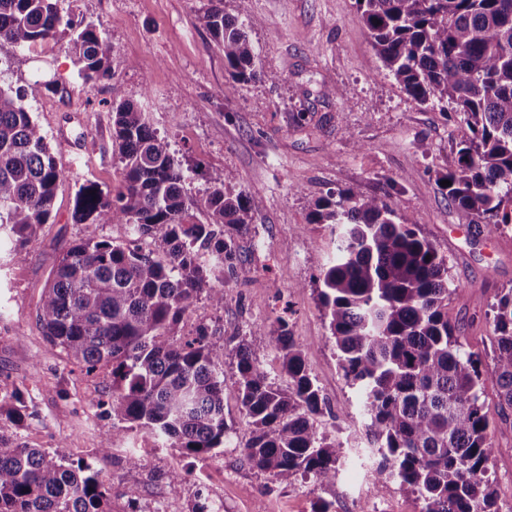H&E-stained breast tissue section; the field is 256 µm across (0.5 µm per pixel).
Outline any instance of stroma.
<instances>
[{"label":"stroma","instance_id":"1","mask_svg":"<svg viewBox=\"0 0 512 512\" xmlns=\"http://www.w3.org/2000/svg\"><path fill=\"white\" fill-rule=\"evenodd\" d=\"M206 0H70L74 23H91L116 49L109 79L85 85L66 42L18 52L0 82L23 88L64 177L52 216L25 261H14L0 239V377L21 384L29 415L0 416V441L48 450L65 446L71 459L92 463L112 485V512H195L199 497L222 512H420L398 485L377 494L375 457L359 395L344 379L315 280L336 249V236L309 221L319 197L349 190L385 193L396 214L446 259L463 288L448 315L473 349L491 329L486 315L497 292L512 288V226L473 237L469 219L439 182L454 169L463 130L439 106L422 105L384 75L355 0H250L248 34L262 78L222 95L224 53L203 26ZM346 88L348 98L334 96ZM130 100L168 138L189 167V196L203 194L207 174L224 170L229 187L251 205V224L237 234L235 271L224 275V305L198 297L179 325L184 336L207 328L223 345L224 416L230 438L222 448L189 455L128 430L109 456L95 455L110 418L89 396L108 391V371L88 376L49 343L37 309L50 270L75 242H128L124 224H77L74 198L86 181L117 190L122 164L112 147V106ZM286 314L295 340L307 344L306 365L331 408L319 430L342 443L336 477L318 482L295 474L277 478L244 455L252 425L240 411L237 346L263 352L277 384L280 361L258 327ZM485 408L501 450L489 463L500 503L512 501V416L501 418L496 387L484 381ZM140 459L131 465L130 456ZM181 474L179 492L169 478Z\"/></svg>","mask_w":512,"mask_h":512}]
</instances>
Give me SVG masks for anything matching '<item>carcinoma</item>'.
<instances>
[{
    "mask_svg": "<svg viewBox=\"0 0 512 512\" xmlns=\"http://www.w3.org/2000/svg\"><path fill=\"white\" fill-rule=\"evenodd\" d=\"M64 0H0V66L18 50L67 38L84 84L110 77L114 47L93 25L73 26ZM383 70L420 104L451 106L463 127L458 165L442 175L448 199L477 234L512 224V0H356ZM200 20L224 51L228 95L258 79L244 22L207 0ZM112 146L123 163L113 193L82 185L77 224H125L153 249L109 240L73 244L49 274L38 312L44 336L90 376L112 366V389L89 399L112 418L114 439L139 430L165 447L198 455L224 447V347L178 326L198 295L224 305V269L237 259L228 228L251 221L246 196L210 174L205 194H186L187 170L167 139L129 101L112 107ZM62 171L22 88L0 85V231L26 260L49 223ZM311 224L338 228L336 254L320 271L317 298L346 382L362 398L376 448L379 494L388 483L422 502L421 512H500L488 463L500 446L485 411L480 354L448 317L463 292L448 264L396 215L384 195L351 191L317 199ZM491 373L501 410H512V289L491 306ZM288 388L272 382L258 350L238 346L241 410L253 434L247 460L278 477H336L341 443L318 431L327 404L306 366L307 345L280 316L267 332ZM21 391L0 380V415L22 421ZM101 472L53 451L0 447V512H112Z\"/></svg>",
    "mask_w": 512,
    "mask_h": 512,
    "instance_id": "obj_1",
    "label": "carcinoma"
}]
</instances>
